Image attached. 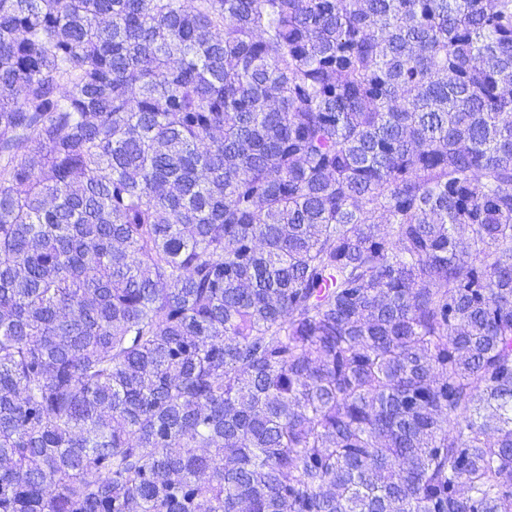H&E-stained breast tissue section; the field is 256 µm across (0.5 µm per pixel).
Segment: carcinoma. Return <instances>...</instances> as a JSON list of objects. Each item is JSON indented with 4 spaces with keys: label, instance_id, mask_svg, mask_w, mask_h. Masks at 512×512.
Here are the masks:
<instances>
[{
    "label": "carcinoma",
    "instance_id": "1",
    "mask_svg": "<svg viewBox=\"0 0 512 512\" xmlns=\"http://www.w3.org/2000/svg\"><path fill=\"white\" fill-rule=\"evenodd\" d=\"M0 512H512V0H0Z\"/></svg>",
    "mask_w": 512,
    "mask_h": 512
}]
</instances>
